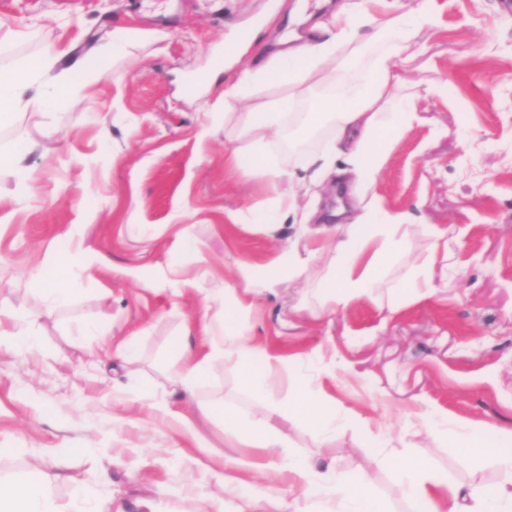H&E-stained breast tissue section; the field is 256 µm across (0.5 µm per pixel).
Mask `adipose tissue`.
<instances>
[{"instance_id":"1","label":"adipose tissue","mask_w":512,"mask_h":512,"mask_svg":"<svg viewBox=\"0 0 512 512\" xmlns=\"http://www.w3.org/2000/svg\"><path fill=\"white\" fill-rule=\"evenodd\" d=\"M379 5L380 0H360L359 4L342 6L347 21L335 34L321 43L300 44L277 56L274 77L288 81L297 92L247 113V129L265 130L283 125L300 102L299 89L315 80H331L333 71H328V63H335V71L342 72L356 65L360 58L369 57V64L361 68L350 88L338 95L315 99L306 120L314 127L332 123L337 142L350 147V159L359 179L371 183L394 137L413 118L408 105L388 114L380 110L392 79L393 61L418 51V33L434 23L432 13L420 6L406 17L379 25L375 22ZM62 55V50L50 47L11 69H0L1 126L9 124L25 106L28 90H36L40 105L50 108L62 97L84 87L88 71L101 73L107 66L106 58L97 57L66 76L56 71ZM321 231L336 240L334 268L318 286L325 305L333 309L364 297L376 286L385 265L407 243V226L399 215L386 214L379 220L370 216L349 224L325 225ZM244 306L243 298H233L231 308L224 311L223 336L212 338L205 352L194 351L190 343L182 344V361L171 369L173 387L191 390L204 378L211 363L234 355L243 362L252 358L263 362V372L243 371L242 381L254 393L273 396L271 379L287 365L288 359L244 342L236 318L237 311ZM323 404L322 396L309 390L299 372L290 373L285 410L311 424L320 435L328 436L335 432L338 419L326 412ZM439 426L441 438L469 459L481 461L492 457L503 467L512 469V448L481 442L470 425L449 416L441 418ZM389 464L405 497L414 504L415 512H512V483L474 486L464 491L449 484L421 456L393 455ZM280 467L287 470L292 484L315 493L335 495L338 512H387L367 479L349 475L335 464L317 470L307 463L288 459ZM0 512L58 510L41 474L29 468L0 479Z\"/></svg>"}]
</instances>
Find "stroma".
<instances>
[{
  "mask_svg": "<svg viewBox=\"0 0 512 512\" xmlns=\"http://www.w3.org/2000/svg\"><path fill=\"white\" fill-rule=\"evenodd\" d=\"M296 2L0 0V36L32 34L1 52L0 66L59 46V69L75 70L116 28L141 32L104 74H88L86 89L53 109L30 101L0 128V153H23L32 174L22 185L0 166V306L28 310L38 323L34 349L0 343V477L37 467L61 512L77 481L112 512H196L206 500L230 507L286 484L241 467L252 451L224 431L225 412L269 413L268 399L242 385L237 359L214 364L190 400L170 394L167 362L185 338L204 351L224 318V286L244 291V264L265 277L298 231L290 215L262 224L279 197L237 173L252 140L245 114L293 87L271 80L227 92L291 38H314V24L344 0H305L301 15ZM428 6L435 24L420 32L417 54L397 60L384 106L394 112L411 97V125L370 188L337 155L343 177L324 181L308 216L318 227L375 200L404 216L407 250L368 296L317 318L330 246L311 259L307 281L245 297L250 344L293 358L327 411L368 423L340 425L325 440L278 419L289 455L367 473L389 512L412 505L377 434L414 437L418 454L465 488L504 474L494 459L476 464L448 447L418 411L466 422L492 445L512 431V9L503 0ZM243 30L254 38L225 60V42ZM437 230L447 248L432 249ZM66 252L69 302H40L30 276ZM426 260L424 296L406 294L403 282ZM185 279L195 287H182ZM142 385L169 393L189 427L170 426ZM222 461L225 480L215 474Z\"/></svg>",
  "mask_w": 512,
  "mask_h": 512,
  "instance_id": "35a3bbf8",
  "label": "stroma"
}]
</instances>
